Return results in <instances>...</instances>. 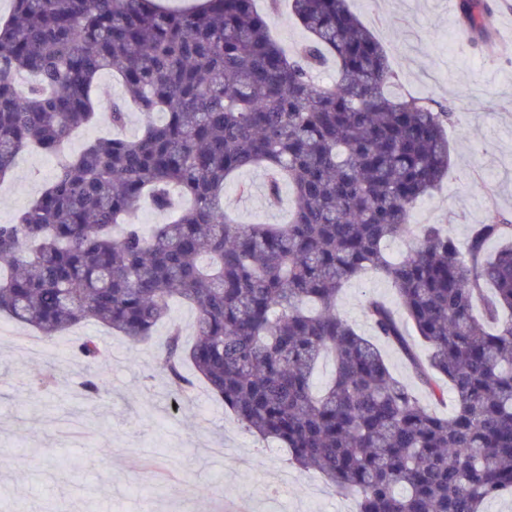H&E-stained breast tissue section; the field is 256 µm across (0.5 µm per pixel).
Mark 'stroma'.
Masks as SVG:
<instances>
[{"label":"stroma","mask_w":512,"mask_h":512,"mask_svg":"<svg viewBox=\"0 0 512 512\" xmlns=\"http://www.w3.org/2000/svg\"><path fill=\"white\" fill-rule=\"evenodd\" d=\"M489 35L456 36L448 0H351L388 53L396 95H425L452 107L450 161L440 186L411 212L412 225L438 224L459 248L474 225L499 213L512 218V0H487ZM55 162L20 154L0 189V224L19 214L52 180ZM262 170L241 171L224 187L238 223L281 224L290 191L277 202L240 193ZM397 307L398 296L369 270L345 285L336 309L366 338L367 299ZM130 345L106 327L82 324L53 339L0 316V512H354V497L323 475L289 465L283 449L263 442L212 400L204 385L171 396L157 362L167 334ZM86 335L106 354L99 394L87 397L88 368L77 351ZM391 373L414 385L403 354L375 339ZM50 374L54 385L33 382Z\"/></svg>","instance_id":"35a3bbf8"}]
</instances>
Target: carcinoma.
Wrapping results in <instances>:
<instances>
[{
  "label": "carcinoma",
  "mask_w": 512,
  "mask_h": 512,
  "mask_svg": "<svg viewBox=\"0 0 512 512\" xmlns=\"http://www.w3.org/2000/svg\"><path fill=\"white\" fill-rule=\"evenodd\" d=\"M12 2L0 22V179L24 148L54 159L56 173L0 224L1 313L48 339L95 322L137 345L183 300L196 311L193 342L172 321L159 354L172 394L193 387L191 364L238 422L356 494V512H483L512 495V221L475 225L464 255L426 224L406 258L387 257L386 242L410 232L412 208L448 173L454 112L389 93L387 52L349 0H291L309 34L293 54L254 0ZM460 10L485 28V0ZM329 55L335 79L318 86ZM103 73L124 89L106 113ZM23 74L32 81L20 96ZM130 106L163 119L64 151L81 127L124 126ZM251 167L266 171L272 201L288 184L287 223L231 220L225 182ZM144 199L173 219L143 231L129 216ZM491 239L504 245L488 257ZM368 268L402 312L368 300L374 334L403 352L432 402L453 391L451 414L423 404L336 313L343 285ZM78 350L90 367L105 362L92 336ZM329 353L333 378L316 393Z\"/></svg>",
  "instance_id": "obj_1"
}]
</instances>
